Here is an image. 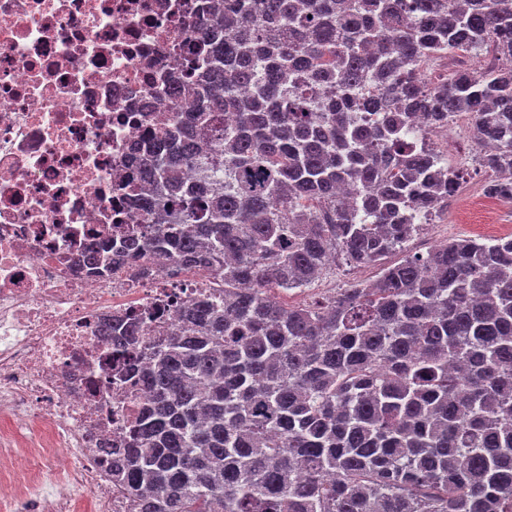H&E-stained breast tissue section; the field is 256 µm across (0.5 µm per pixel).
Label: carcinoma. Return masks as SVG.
<instances>
[{
    "instance_id": "carcinoma-1",
    "label": "carcinoma",
    "mask_w": 512,
    "mask_h": 512,
    "mask_svg": "<svg viewBox=\"0 0 512 512\" xmlns=\"http://www.w3.org/2000/svg\"><path fill=\"white\" fill-rule=\"evenodd\" d=\"M213 2L119 247L213 272L224 302L158 346L107 328L147 393L113 481L139 512H512V237L408 250L464 181L421 117L471 115L485 193L512 202V0ZM486 48L508 65L415 68ZM338 257L379 274L278 300Z\"/></svg>"
}]
</instances>
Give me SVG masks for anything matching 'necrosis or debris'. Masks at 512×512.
<instances>
[{
	"label": "necrosis or debris",
	"mask_w": 512,
	"mask_h": 512,
	"mask_svg": "<svg viewBox=\"0 0 512 512\" xmlns=\"http://www.w3.org/2000/svg\"><path fill=\"white\" fill-rule=\"evenodd\" d=\"M211 0H0V512H136L109 476L146 401L103 323L153 342L224 291L206 271L81 255L143 217L129 183Z\"/></svg>",
	"instance_id": "1"
}]
</instances>
